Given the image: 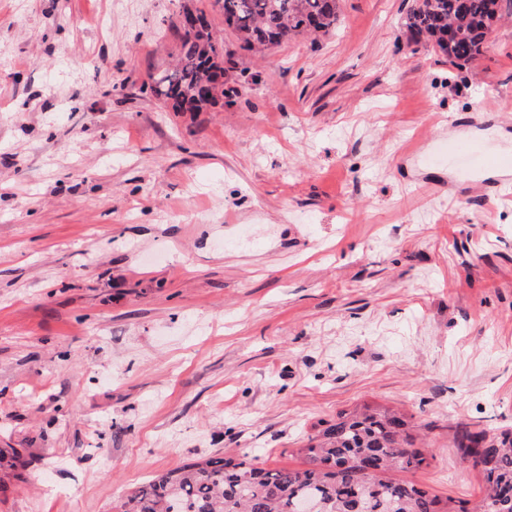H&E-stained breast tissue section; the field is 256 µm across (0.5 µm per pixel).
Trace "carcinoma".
<instances>
[{"label":"carcinoma","mask_w":512,"mask_h":512,"mask_svg":"<svg viewBox=\"0 0 512 512\" xmlns=\"http://www.w3.org/2000/svg\"><path fill=\"white\" fill-rule=\"evenodd\" d=\"M224 25L240 48L261 53L304 34H329L340 21L339 0H216ZM501 0H412L404 27L421 36L448 62L463 68L488 46L500 19ZM198 25L180 27L174 65L150 86L176 112H202L224 98V63L233 62L201 10H183ZM454 446L461 462L481 469L489 512H512V431L459 429ZM301 468H264L243 459L211 456L142 483L115 512H466L393 469L413 471L427 461L415 447L406 419L364 406L343 411L311 435Z\"/></svg>","instance_id":"obj_1"}]
</instances>
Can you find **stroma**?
I'll return each instance as SVG.
<instances>
[{
  "instance_id": "1",
  "label": "stroma",
  "mask_w": 512,
  "mask_h": 512,
  "mask_svg": "<svg viewBox=\"0 0 512 512\" xmlns=\"http://www.w3.org/2000/svg\"><path fill=\"white\" fill-rule=\"evenodd\" d=\"M341 0L237 52L211 0H0V512H113L228 453L299 468L338 413H403L412 473L472 508L458 424L512 427V0L464 68ZM236 65L205 112L149 91L183 7Z\"/></svg>"
}]
</instances>
